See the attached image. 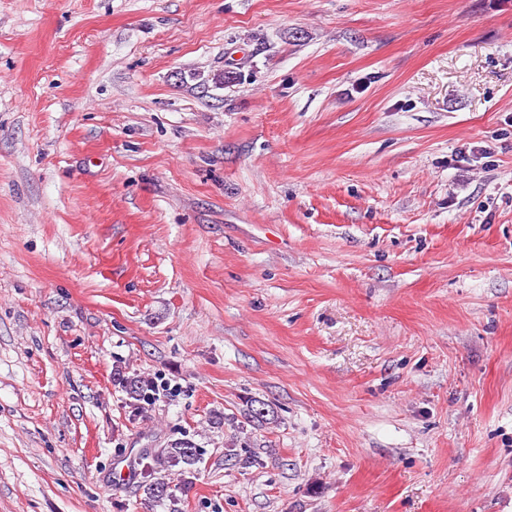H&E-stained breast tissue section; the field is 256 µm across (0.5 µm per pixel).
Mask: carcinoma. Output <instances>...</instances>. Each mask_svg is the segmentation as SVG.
Listing matches in <instances>:
<instances>
[{"mask_svg":"<svg viewBox=\"0 0 512 512\" xmlns=\"http://www.w3.org/2000/svg\"><path fill=\"white\" fill-rule=\"evenodd\" d=\"M114 380L122 388L129 400L130 406L138 410L142 403L149 399L147 380L141 375L134 373L128 374L121 367L117 366L114 370ZM270 410L262 401L252 399L245 413L248 421L262 425L267 421ZM201 459V449L191 440L177 439L173 440L164 448L156 451H147L140 458L141 481L139 489L142 490L146 499L164 503L169 502V506H175L179 498L175 494L174 488L166 477L158 475L162 470H177L180 476L181 486L178 490L184 492L191 485L189 476L194 474L196 466Z\"/></svg>","mask_w":512,"mask_h":512,"instance_id":"cac0c4a2","label":"carcinoma"}]
</instances>
